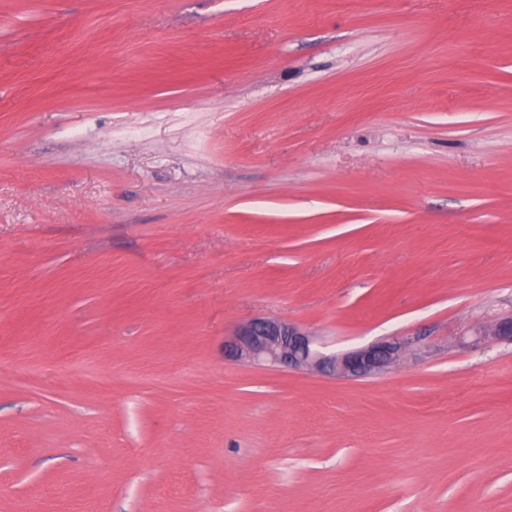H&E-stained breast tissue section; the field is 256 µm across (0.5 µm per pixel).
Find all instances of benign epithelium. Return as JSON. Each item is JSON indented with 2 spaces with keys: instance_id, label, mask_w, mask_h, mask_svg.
<instances>
[{
  "instance_id": "1",
  "label": "benign epithelium",
  "mask_w": 512,
  "mask_h": 512,
  "mask_svg": "<svg viewBox=\"0 0 512 512\" xmlns=\"http://www.w3.org/2000/svg\"><path fill=\"white\" fill-rule=\"evenodd\" d=\"M512 342V312L479 330ZM413 344L409 338H386L367 346L326 354L315 339L297 325L271 317L254 318L243 324L224 345L229 357L271 368L302 369L343 379L379 376L395 367Z\"/></svg>"
}]
</instances>
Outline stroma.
<instances>
[{"mask_svg": "<svg viewBox=\"0 0 512 512\" xmlns=\"http://www.w3.org/2000/svg\"><path fill=\"white\" fill-rule=\"evenodd\" d=\"M511 310L512 0H0V512H512ZM413 344L409 338H386L367 346L326 354L313 336L297 325L271 317L243 324L224 345L229 357L271 368L302 369L343 379H365L384 374Z\"/></svg>", "mask_w": 512, "mask_h": 512, "instance_id": "stroma-1", "label": "stroma"}]
</instances>
